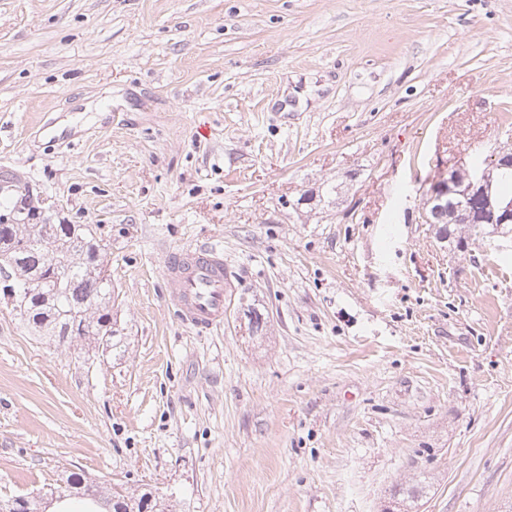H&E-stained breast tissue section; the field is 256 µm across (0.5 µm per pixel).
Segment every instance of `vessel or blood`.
Returning a JSON list of instances; mask_svg holds the SVG:
<instances>
[{"label":"vessel or blood","mask_w":512,"mask_h":512,"mask_svg":"<svg viewBox=\"0 0 512 512\" xmlns=\"http://www.w3.org/2000/svg\"><path fill=\"white\" fill-rule=\"evenodd\" d=\"M164 276L173 286L171 302L185 325L210 330L223 324L232 282L216 249L195 246L169 253Z\"/></svg>","instance_id":"1"}]
</instances>
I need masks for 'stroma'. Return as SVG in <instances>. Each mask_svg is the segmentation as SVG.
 Instances as JSON below:
<instances>
[{
	"mask_svg": "<svg viewBox=\"0 0 512 512\" xmlns=\"http://www.w3.org/2000/svg\"><path fill=\"white\" fill-rule=\"evenodd\" d=\"M512 138V0H0V170L88 224L120 351L0 300V500L512 512V240L423 199ZM213 246L217 329L166 304ZM164 276L173 285L171 302L185 325L210 330L224 324L233 286L216 249L195 246L169 253ZM112 500L113 512H167L169 511L163 497L153 495L151 491L141 494L129 493L118 487L108 489L95 485L92 490L81 497L83 510L80 512H100L104 504Z\"/></svg>",
	"mask_w": 512,
	"mask_h": 512,
	"instance_id": "1",
	"label": "stroma"
}]
</instances>
